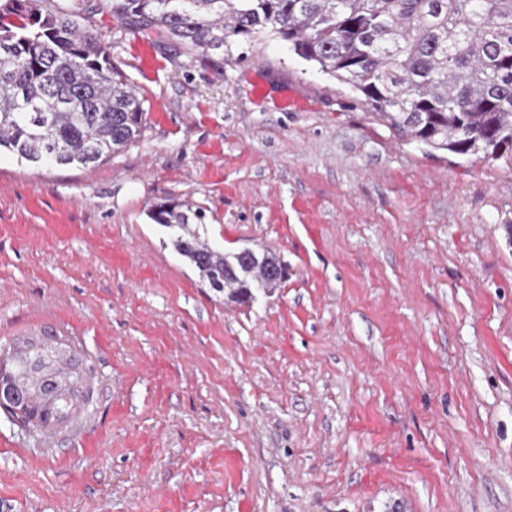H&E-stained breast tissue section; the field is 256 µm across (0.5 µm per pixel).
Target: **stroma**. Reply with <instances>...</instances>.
<instances>
[{
  "mask_svg": "<svg viewBox=\"0 0 512 512\" xmlns=\"http://www.w3.org/2000/svg\"><path fill=\"white\" fill-rule=\"evenodd\" d=\"M89 8L142 136L0 152V348L52 330L94 384L0 411V512H512V165L395 139L274 35L203 65ZM163 198L286 279L201 286Z\"/></svg>",
  "mask_w": 512,
  "mask_h": 512,
  "instance_id": "stroma-1",
  "label": "stroma"
}]
</instances>
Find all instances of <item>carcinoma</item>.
<instances>
[{
    "mask_svg": "<svg viewBox=\"0 0 512 512\" xmlns=\"http://www.w3.org/2000/svg\"><path fill=\"white\" fill-rule=\"evenodd\" d=\"M124 27L164 35L205 61L265 33L348 85L398 139L467 160L512 159V0H105ZM77 0H0V150L32 163L95 167L141 135L143 109ZM149 218L201 284L239 302L280 285L276 257L231 256L201 233L205 214L171 199ZM17 402L0 406L51 429L92 395L90 370L44 336L3 351Z\"/></svg>",
    "mask_w": 512,
    "mask_h": 512,
    "instance_id": "cac0c4a2",
    "label": "carcinoma"
}]
</instances>
